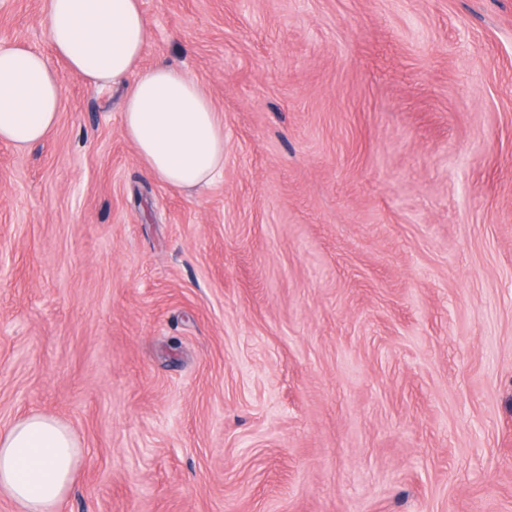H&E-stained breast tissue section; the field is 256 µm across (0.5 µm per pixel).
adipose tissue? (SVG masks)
<instances>
[{
  "label": "adipose tissue",
  "mask_w": 512,
  "mask_h": 512,
  "mask_svg": "<svg viewBox=\"0 0 512 512\" xmlns=\"http://www.w3.org/2000/svg\"><path fill=\"white\" fill-rule=\"evenodd\" d=\"M44 23L52 57L0 49V142L25 150L55 127L58 59L91 85L122 87V133L154 177L191 190L223 170L224 116L200 81L167 64L140 66L149 37L142 0H46ZM83 462L53 417L33 414L0 430V492L21 512H55Z\"/></svg>",
  "instance_id": "1"
}]
</instances>
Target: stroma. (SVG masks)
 <instances>
[{
  "mask_svg": "<svg viewBox=\"0 0 512 512\" xmlns=\"http://www.w3.org/2000/svg\"><path fill=\"white\" fill-rule=\"evenodd\" d=\"M45 0L0 47L51 55ZM224 170L184 192L62 75L0 144V429L56 418L58 512H512V0H143Z\"/></svg>",
  "mask_w": 512,
  "mask_h": 512,
  "instance_id": "stroma-1",
  "label": "stroma"
}]
</instances>
